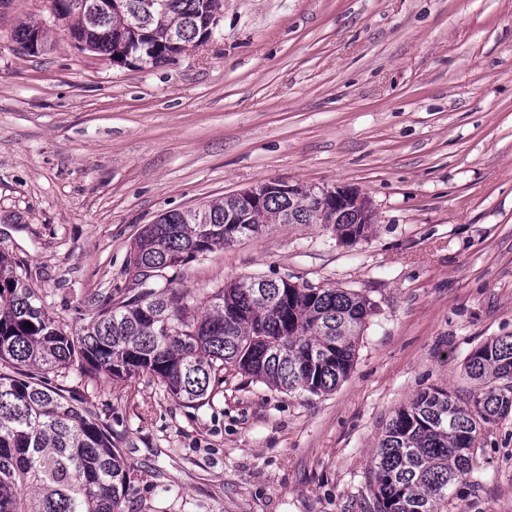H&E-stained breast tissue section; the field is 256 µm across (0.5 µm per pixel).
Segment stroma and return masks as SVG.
<instances>
[{
  "label": "stroma",
  "mask_w": 512,
  "mask_h": 512,
  "mask_svg": "<svg viewBox=\"0 0 512 512\" xmlns=\"http://www.w3.org/2000/svg\"><path fill=\"white\" fill-rule=\"evenodd\" d=\"M54 30L32 55L12 38ZM52 0H0V252L72 328L136 294L130 246L169 210L272 180L365 196L364 240L275 224L185 266L203 308L243 276L374 305L332 392L228 373L189 407L158 379L64 384L112 429L125 512H370L394 410L512 335V0H224L214 41L158 65L78 50ZM449 512H512V416ZM38 33H41V37L38 43V47L35 48L34 39ZM47 33L48 32L44 29L41 22L29 19L28 21H25L23 24H21L14 30L13 38L27 52L37 54L36 51H38L39 53L46 46Z\"/></svg>",
  "instance_id": "1"
}]
</instances>
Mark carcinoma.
<instances>
[{
	"instance_id": "carcinoma-1",
	"label": "carcinoma",
	"mask_w": 512,
	"mask_h": 512,
	"mask_svg": "<svg viewBox=\"0 0 512 512\" xmlns=\"http://www.w3.org/2000/svg\"><path fill=\"white\" fill-rule=\"evenodd\" d=\"M53 0V13L83 50L124 63L172 60L199 41L223 0ZM26 51H42L47 31L28 20L13 32ZM239 223H227L228 216ZM272 224H324L346 243L366 238L372 215L326 210L317 191L294 186L256 209L234 195L196 209L160 214L135 237L130 263L149 275L132 297H112L76 333L66 331L0 252V512H124L132 487L112 433L50 374L92 381L150 375L186 405L210 397L224 373L312 395L350 374L359 336L373 311L340 288L298 286L246 276L224 286L203 312L161 281L226 246L225 235L257 236ZM32 327H26V323ZM468 395L443 387L400 406L371 458L374 512H448L454 488L477 465L480 432L512 414V336L477 347L464 365Z\"/></svg>"
}]
</instances>
